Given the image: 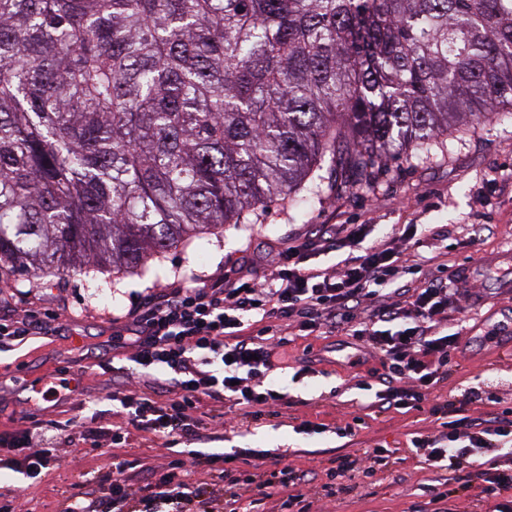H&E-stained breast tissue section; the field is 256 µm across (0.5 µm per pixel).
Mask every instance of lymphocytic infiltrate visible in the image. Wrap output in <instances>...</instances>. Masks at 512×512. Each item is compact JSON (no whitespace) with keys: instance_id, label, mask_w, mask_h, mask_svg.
Masks as SVG:
<instances>
[{"instance_id":"lymphocytic-infiltrate-1","label":"lymphocytic infiltrate","mask_w":512,"mask_h":512,"mask_svg":"<svg viewBox=\"0 0 512 512\" xmlns=\"http://www.w3.org/2000/svg\"><path fill=\"white\" fill-rule=\"evenodd\" d=\"M372 227L346 224L319 235L289 242L262 271L234 278L179 277L165 284L143 305L124 315L125 334L116 358L135 364L142 386L115 381L109 398L121 425L93 427L75 420L33 424L0 435V452L8 454L17 473L28 478L64 462L58 441L75 437L92 450L111 455L112 463L92 479L94 488L64 497L61 512H197L208 490L196 473L204 468L218 483L247 487L249 495L237 512H260L264 499L279 496L280 512H309L310 502L298 493L306 474L283 465L271 474L262 467L265 451H239L241 466L229 467L219 452L192 447L198 437L194 411L204 403L231 402L259 417L283 402L266 378L276 370V355L295 332L344 329L368 352L380 353L389 373L380 378L377 404L394 410L429 405L447 419L435 435L415 434L410 443L424 464L454 470L475 459L479 496L490 500L512 490V413L472 418L465 405L443 408L432 394L448 374L462 343L448 333V311L470 309L474 293L457 279L425 277L419 263L402 260L385 241L368 242ZM362 245L361 254L340 267L320 268L315 257ZM259 314L267 323H250ZM404 323L403 332L385 334L383 323ZM167 385L173 398L160 401L146 385ZM134 429L155 433L168 449L166 474L153 478L139 459L122 448ZM388 448L360 455L342 454L328 470L327 497L345 492L357 475L373 474L386 465Z\"/></svg>"}]
</instances>
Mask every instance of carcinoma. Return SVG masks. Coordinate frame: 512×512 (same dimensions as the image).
Instances as JSON below:
<instances>
[{
    "instance_id": "carcinoma-1",
    "label": "carcinoma",
    "mask_w": 512,
    "mask_h": 512,
    "mask_svg": "<svg viewBox=\"0 0 512 512\" xmlns=\"http://www.w3.org/2000/svg\"><path fill=\"white\" fill-rule=\"evenodd\" d=\"M512 123V0H0V280L159 273L329 172Z\"/></svg>"
}]
</instances>
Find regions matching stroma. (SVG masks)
<instances>
[{"instance_id":"stroma-1","label":"stroma","mask_w":512,"mask_h":512,"mask_svg":"<svg viewBox=\"0 0 512 512\" xmlns=\"http://www.w3.org/2000/svg\"><path fill=\"white\" fill-rule=\"evenodd\" d=\"M319 200L304 209L276 201L259 209L246 224H228L208 238L202 257L193 248L165 253L161 275H100V285L88 287L87 276L76 274L65 283L48 279L33 287L20 274L0 293V314L23 316L53 310L62 315L61 336H32L0 352V433L41 421L80 418L97 427L120 424L122 418L108 399L110 385L100 366L112 361L113 314H122L148 300L175 275H209L224 268L249 269L262 264L290 239L321 233L333 224H375L374 236L389 242L404 225L426 224L418 254L426 270L436 262L462 269L478 297L463 315L448 319L449 332L462 336L457 364L440 383L441 399L459 403L468 387L481 388L482 399L470 403L471 416H484L487 399L512 409V294L499 279L512 264V125L488 122L448 136L444 147L426 159L403 153L375 163L369 186L343 180L322 183ZM283 365L272 383L284 400L276 412L253 418L224 406H207L201 419L200 448H220L231 455L243 448L286 454L294 469L310 474L303 488L312 512H410L422 504L423 486L438 479L439 471L422 468L410 449L411 433L435 431L439 423L428 410L394 411L374 405L372 392L359 389L358 380L384 374L380 356L365 354L354 340L337 331L294 337L284 349ZM67 369L78 378L83 410L43 400L35 390L42 380ZM361 417L355 435L338 437L345 420ZM322 425L323 433L307 435L304 423ZM67 460L43 479H25L0 468V493L19 494L30 512H60L61 490L85 491L83 476L104 468L108 457L97 455L81 441L61 440ZM382 445L391 455L373 476L350 482L336 500L325 498V471L340 454L361 453ZM473 465L460 464L448 483L452 512H494L496 503L479 501L467 476Z\"/></svg>"}]
</instances>
